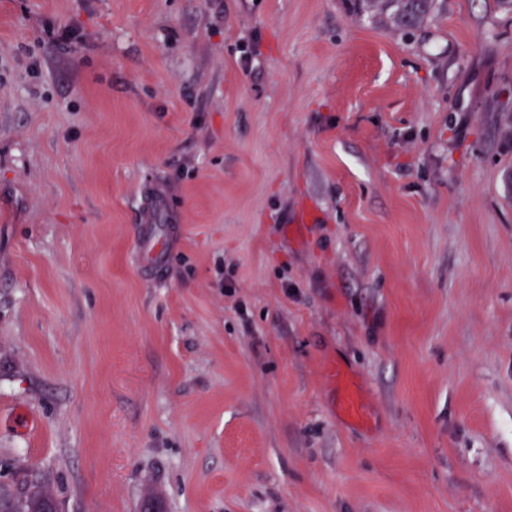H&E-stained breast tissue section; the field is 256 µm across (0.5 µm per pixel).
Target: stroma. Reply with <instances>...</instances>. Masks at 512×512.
Returning a JSON list of instances; mask_svg holds the SVG:
<instances>
[{
  "label": "stroma",
  "mask_w": 512,
  "mask_h": 512,
  "mask_svg": "<svg viewBox=\"0 0 512 512\" xmlns=\"http://www.w3.org/2000/svg\"><path fill=\"white\" fill-rule=\"evenodd\" d=\"M34 480L58 512H512V12L0 0V487ZM436 0H353L356 15L393 28H415L428 22ZM166 188L159 183L145 185L141 191L139 204V224H157L165 213ZM327 376L334 384H337L339 395V410L348 419L362 422L367 417V407L362 394L355 383L340 369L329 367Z\"/></svg>",
  "instance_id": "stroma-1"
}]
</instances>
